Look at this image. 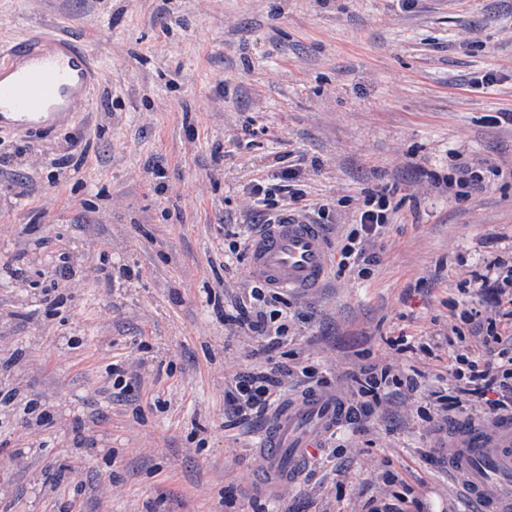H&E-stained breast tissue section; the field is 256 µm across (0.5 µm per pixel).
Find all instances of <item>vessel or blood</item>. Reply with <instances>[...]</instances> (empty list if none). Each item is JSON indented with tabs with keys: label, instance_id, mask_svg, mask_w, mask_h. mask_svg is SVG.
<instances>
[{
	"label": "vessel or blood",
	"instance_id": "vessel-or-blood-1",
	"mask_svg": "<svg viewBox=\"0 0 512 512\" xmlns=\"http://www.w3.org/2000/svg\"><path fill=\"white\" fill-rule=\"evenodd\" d=\"M101 82L91 53L63 33L0 50V136L27 139L70 128L90 111ZM247 273L279 290L323 288L331 262L322 226L289 213L267 225L250 242ZM345 413L342 400L317 390L279 408L256 451L261 479L252 494L274 499L300 483ZM436 444L440 465L461 482L476 512H512V413L460 424Z\"/></svg>",
	"mask_w": 512,
	"mask_h": 512
}]
</instances>
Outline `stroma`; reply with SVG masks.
<instances>
[{
    "label": "stroma",
    "mask_w": 512,
    "mask_h": 512,
    "mask_svg": "<svg viewBox=\"0 0 512 512\" xmlns=\"http://www.w3.org/2000/svg\"><path fill=\"white\" fill-rule=\"evenodd\" d=\"M45 27L90 51L103 84L70 132L89 147L80 175L0 210V262L21 239L38 255L26 291L0 282V355L22 353L0 386L45 415L0 410V512H366L386 492L409 512H473L428 452L447 421L485 419L480 399L420 411L452 380L461 309L494 305L462 283L512 252V125L492 119L512 109V0H0V46ZM286 142L311 164V198L388 184L399 203L369 278L334 266L320 291L288 292L293 349L345 397L365 361L423 379L390 395L369 435L340 424L301 483L259 500L265 423L233 426L224 398L226 377L255 363L253 341L224 331L249 283L246 262L224 265V228ZM462 161L487 184L456 203L435 183ZM64 244L79 247L76 276L50 312L41 260ZM123 264L142 278L105 288L101 267ZM400 335L433 354L397 352ZM117 361L141 367L123 401Z\"/></svg>",
    "instance_id": "1"
}]
</instances>
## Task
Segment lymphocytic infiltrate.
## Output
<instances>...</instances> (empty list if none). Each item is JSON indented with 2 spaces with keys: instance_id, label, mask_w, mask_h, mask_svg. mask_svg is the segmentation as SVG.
<instances>
[{
  "instance_id": "lymphocytic-infiltrate-1",
  "label": "lymphocytic infiltrate",
  "mask_w": 512,
  "mask_h": 512,
  "mask_svg": "<svg viewBox=\"0 0 512 512\" xmlns=\"http://www.w3.org/2000/svg\"><path fill=\"white\" fill-rule=\"evenodd\" d=\"M15 155L23 158L22 170L18 173L6 167L7 160ZM47 163L53 166V180L74 178L82 163L76 140L58 141L50 158L32 142L7 145L0 141V177L7 182L12 199L33 195L38 190L37 175ZM304 171L301 160L293 158L286 150L275 155L264 175L247 184L252 206L244 216V230L232 233L226 248L228 254L244 257L257 228L276 223L284 214L313 215L320 221L327 219L328 204L314 202L303 187ZM394 195V188L385 186L367 191L358 199L356 222L345 234L340 248V267L356 271L361 278L369 276L374 257L366 253L363 244L378 237L388 224L395 210ZM491 268V274L478 273L474 279L495 288L501 298L498 309L486 315L480 309L467 307L459 314L474 335L480 337L485 355L476 357L469 347L452 340L448 343V357L458 390L482 399L488 413L497 414L512 410V256L496 257ZM282 301L281 292L255 281L245 298L238 302L236 314L224 317L225 323L235 331L256 341L253 355L262 361L259 367L233 374L224 385L225 398L235 414L245 419L267 413L287 390L294 373H301L311 387L323 388L328 384L327 378L310 366H303L296 372L288 364L274 361V352L293 340L294 321L282 309ZM350 380L353 392L347 416L363 433L368 432L370 423L382 411L390 391L414 392L420 386L416 378L401 377L390 367L373 363L362 364L351 373Z\"/></svg>"
}]
</instances>
